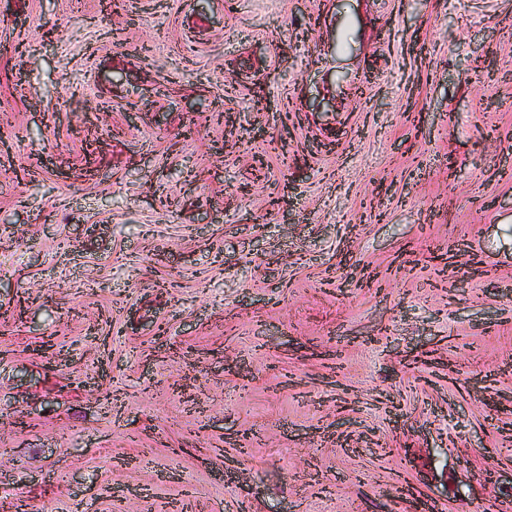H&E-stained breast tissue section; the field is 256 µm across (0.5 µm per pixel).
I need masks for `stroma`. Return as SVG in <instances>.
<instances>
[{"mask_svg":"<svg viewBox=\"0 0 512 512\" xmlns=\"http://www.w3.org/2000/svg\"><path fill=\"white\" fill-rule=\"evenodd\" d=\"M407 485L512 512V0H0V512Z\"/></svg>","mask_w":512,"mask_h":512,"instance_id":"obj_1","label":"stroma"}]
</instances>
